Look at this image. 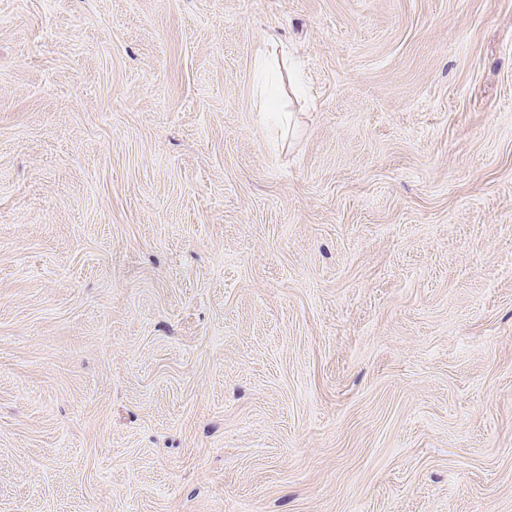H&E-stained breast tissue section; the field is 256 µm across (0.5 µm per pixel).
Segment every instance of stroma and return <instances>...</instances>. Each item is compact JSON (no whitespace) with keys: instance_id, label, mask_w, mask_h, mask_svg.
Returning <instances> with one entry per match:
<instances>
[{"instance_id":"stroma-1","label":"stroma","mask_w":512,"mask_h":512,"mask_svg":"<svg viewBox=\"0 0 512 512\" xmlns=\"http://www.w3.org/2000/svg\"><path fill=\"white\" fill-rule=\"evenodd\" d=\"M0 512H512V0H0Z\"/></svg>"}]
</instances>
